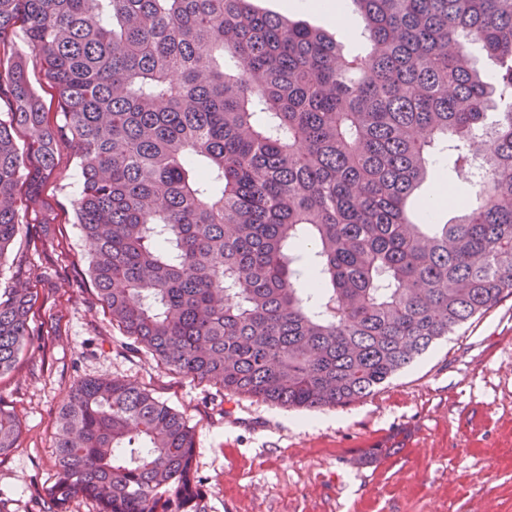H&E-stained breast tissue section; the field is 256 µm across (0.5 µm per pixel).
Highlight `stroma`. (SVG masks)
Segmentation results:
<instances>
[{"instance_id": "35a3bbf8", "label": "stroma", "mask_w": 512, "mask_h": 512, "mask_svg": "<svg viewBox=\"0 0 512 512\" xmlns=\"http://www.w3.org/2000/svg\"><path fill=\"white\" fill-rule=\"evenodd\" d=\"M256 5L326 29L350 51L367 48L352 7L344 9L350 37L306 0ZM79 185L76 160L61 148L0 265V289L21 276L39 294V335L0 376V403L23 429L0 456L9 512H42L55 473V412L89 377L133 382L187 418L210 512H512V297L353 404L307 411L230 397L161 369L113 328L73 222Z\"/></svg>"}]
</instances>
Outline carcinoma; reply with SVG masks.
I'll return each instance as SVG.
<instances>
[{
  "label": "carcinoma",
  "instance_id": "obj_1",
  "mask_svg": "<svg viewBox=\"0 0 512 512\" xmlns=\"http://www.w3.org/2000/svg\"><path fill=\"white\" fill-rule=\"evenodd\" d=\"M351 2L362 55L253 0H0V264L68 145L112 324L164 369L306 410L365 398L512 297V0ZM446 150L470 191L453 220L419 223L410 201ZM38 300L22 277L0 293V375L33 343ZM21 434L0 403V455ZM54 448L43 512H208L194 427L136 384L77 381ZM13 43L18 52L24 51L26 53L30 80L41 95L45 110L50 112L49 116L55 121L56 116L59 115L56 113L57 93L54 88L50 87V85L46 83L39 59L25 47L19 33L15 34V38L13 37Z\"/></svg>",
  "mask_w": 512,
  "mask_h": 512
}]
</instances>
